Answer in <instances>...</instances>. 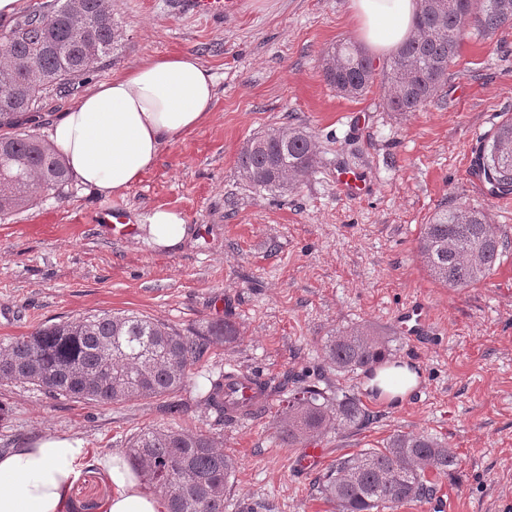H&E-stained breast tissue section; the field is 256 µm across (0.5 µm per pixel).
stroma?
Returning a JSON list of instances; mask_svg holds the SVG:
<instances>
[{"mask_svg": "<svg viewBox=\"0 0 512 512\" xmlns=\"http://www.w3.org/2000/svg\"><path fill=\"white\" fill-rule=\"evenodd\" d=\"M119 43L112 58L71 92L47 90L35 131L49 138L56 116L95 83L144 59L196 56L217 76L209 121L165 146L154 168L114 195L127 223L96 221L106 197L72 183L0 222V340L101 313L134 312L182 333L230 318L237 343L196 364L167 416L157 399L98 404L52 398L29 384H0V449L43 433L81 437L88 455L74 503L108 493L95 473L104 453L149 426L172 425L220 437L237 467L224 512H334L317 494L319 471H295L299 451L281 444L274 417L288 381H309L359 397L371 424L318 440L321 468L397 431L444 437L457 472L439 478L447 512H512V251L484 281L447 288L418 254L423 224L438 208L484 209L512 242V196L491 197L471 171L472 149L512 114V26L464 39L447 82L421 111H384V91L354 99L323 79L322 59L339 41L359 42L350 0H236L224 18L177 0H112ZM302 125L320 158L314 173L281 195L255 190L237 155L256 133ZM359 172L361 192L339 193L340 169ZM163 206L190 230L178 247L151 246L139 218ZM431 311L416 340L400 334L398 311ZM371 326L389 339L392 360L408 361L421 384L399 405L370 397L364 372L337 374L326 336ZM234 366L263 376L273 401L243 422H216L200 403L208 377Z\"/></svg>", "mask_w": 512, "mask_h": 512, "instance_id": "35a3bbf8", "label": "stroma"}]
</instances>
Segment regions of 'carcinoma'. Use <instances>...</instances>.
Listing matches in <instances>:
<instances>
[{"label": "carcinoma", "mask_w": 512, "mask_h": 512, "mask_svg": "<svg viewBox=\"0 0 512 512\" xmlns=\"http://www.w3.org/2000/svg\"><path fill=\"white\" fill-rule=\"evenodd\" d=\"M512 24V0H455L441 8L425 0L412 36L382 65L362 48L340 42L327 52L323 77L342 96L359 98L374 84L383 106L399 116L431 102L448 79L464 36L490 35ZM119 29L112 0L40 3L0 33V220L34 205L72 180L63 157L29 124L44 91H69L110 58ZM236 164L255 188L284 192L318 164L312 136L299 126L254 134ZM473 166L498 197L512 194V115L475 149ZM484 210L459 204L439 209L423 225L418 251L433 279L450 288L485 280L509 244ZM240 332L229 320L182 334L136 313H108L45 325L0 343V382L28 383L54 397L101 404L168 398L171 414L192 367L217 345L229 347ZM325 359L338 373L371 372L389 355V341L373 328L338 330L324 341ZM224 418V376L209 380L202 396ZM370 412L347 392L303 383L288 393L276 415L277 438L294 447L344 427H362ZM125 453L144 483L159 491L167 512H224V494L236 469L223 441L209 433L150 427L129 438ZM457 451L429 434L397 432L380 448L336 459L318 480L317 492L336 512H384L421 503L435 493L432 477L460 468Z\"/></svg>", "instance_id": "carcinoma-1"}]
</instances>
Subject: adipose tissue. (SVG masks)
<instances>
[{"label":"adipose tissue","mask_w":512,"mask_h":512,"mask_svg":"<svg viewBox=\"0 0 512 512\" xmlns=\"http://www.w3.org/2000/svg\"><path fill=\"white\" fill-rule=\"evenodd\" d=\"M418 8L419 0H351L359 33L378 55L410 38ZM215 89L214 73L195 56L148 58L73 101L53 122L50 137L83 187L118 194L139 182L164 146L210 119ZM144 220L150 242L162 250L179 246L188 234L183 215L170 208L150 209ZM418 385V373L394 365L377 371L366 387L392 401ZM86 457L81 437L57 433L0 452V512H69ZM96 465L112 487L103 512H166L123 457L106 453Z\"/></svg>","instance_id":"ef3b65f1"}]
</instances>
